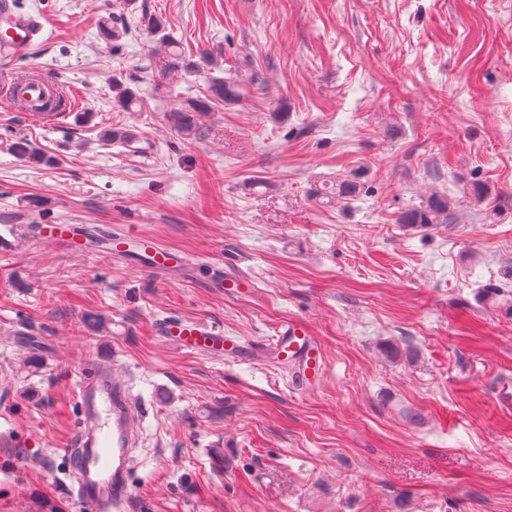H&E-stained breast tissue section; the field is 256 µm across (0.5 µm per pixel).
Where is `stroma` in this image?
<instances>
[{
    "label": "stroma",
    "mask_w": 512,
    "mask_h": 512,
    "mask_svg": "<svg viewBox=\"0 0 512 512\" xmlns=\"http://www.w3.org/2000/svg\"><path fill=\"white\" fill-rule=\"evenodd\" d=\"M13 2L44 29L0 73L79 99L48 120L0 97V225L146 235L183 265L0 251V512H87L62 446L95 363L144 406L127 512H512V0ZM146 13L186 53L223 50L226 69L249 56L264 90L182 138L172 97L208 78L175 73L155 94ZM111 16L127 29L115 45L97 27ZM116 74L149 111L113 106ZM108 126L138 139L102 141ZM18 138L46 163L20 162ZM344 178L360 196L318 203ZM434 192L446 223H399ZM238 278L248 288L227 291ZM175 319L236 348L170 344ZM292 320L323 351L312 386L276 357Z\"/></svg>",
    "instance_id": "obj_1"
}]
</instances>
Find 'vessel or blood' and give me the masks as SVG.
Listing matches in <instances>:
<instances>
[{
  "label": "vessel or blood",
  "instance_id": "vessel-or-blood-1",
  "mask_svg": "<svg viewBox=\"0 0 512 512\" xmlns=\"http://www.w3.org/2000/svg\"><path fill=\"white\" fill-rule=\"evenodd\" d=\"M42 30L39 21L28 13L0 8V59L9 60L30 53ZM48 85L36 72L0 83V91L10 95L15 106L25 112L39 109L40 99ZM39 242H55L71 249L81 248L83 227L79 224H43L37 227ZM136 242L145 260L144 270L170 267L174 253L154 240L116 232L112 249L125 251L129 242ZM160 332L187 350L220 352L224 338L214 329L197 322L168 321ZM278 355L282 360L300 364L305 383L314 384L320 374L323 355L316 341L299 323L290 324L283 337ZM78 397L84 421L73 438L69 455L74 460L76 497L89 512H101L104 504H112L122 512L132 495L129 476L138 438L134 425L142 409L130 396L122 379L110 369L95 364L84 374Z\"/></svg>",
  "mask_w": 512,
  "mask_h": 512
}]
</instances>
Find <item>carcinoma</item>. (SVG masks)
<instances>
[{
    "instance_id": "carcinoma-1",
    "label": "carcinoma",
    "mask_w": 512,
    "mask_h": 512,
    "mask_svg": "<svg viewBox=\"0 0 512 512\" xmlns=\"http://www.w3.org/2000/svg\"><path fill=\"white\" fill-rule=\"evenodd\" d=\"M145 28L159 36L161 48L155 50L151 56V62L146 65L149 70H156L158 75L164 77L172 72L185 74L199 73L205 69L211 70L215 65L205 52L197 58H191L181 50L180 45L163 34L165 23L156 16L144 19ZM261 84L260 74L252 66L248 57H243L235 69L227 72L224 77H215L209 84V97L205 99L187 97L180 104L167 112V121L171 128L184 138L196 134L198 130V115L211 110V106L217 103L234 104L241 101L251 92V89ZM112 101L128 112H144L148 103L138 90L131 88L121 80L112 82ZM101 138L110 143L130 144L136 138L135 130L129 127L116 126L102 131ZM14 154L31 163L39 164L42 156L35 151L26 139H18L13 142ZM361 193V187L353 181H340L331 188L323 187L315 192L318 200L327 198L354 199ZM448 197L434 193L426 198L419 206H414L401 213L402 224H438L448 219Z\"/></svg>"
}]
</instances>
